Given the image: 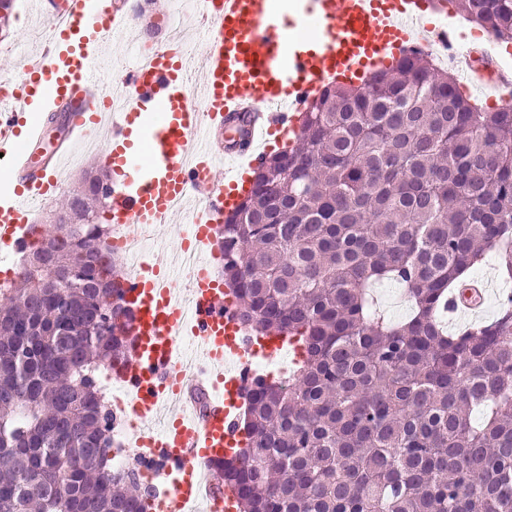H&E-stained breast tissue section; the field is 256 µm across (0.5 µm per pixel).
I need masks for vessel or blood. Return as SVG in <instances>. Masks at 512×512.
<instances>
[{
  "mask_svg": "<svg viewBox=\"0 0 512 512\" xmlns=\"http://www.w3.org/2000/svg\"><path fill=\"white\" fill-rule=\"evenodd\" d=\"M202 66L186 81V64L164 46L108 77L98 50L112 30L163 38L156 11L129 12L124 0H46L52 28L42 51L17 72L19 88L0 108V166L14 178L0 194V240L14 252L30 243V218L65 190L64 169L88 141L98 140L112 164L113 238L131 225L156 234L153 252L131 259L124 299L135 313L136 348L117 379L139 421L162 405L161 429L134 433L130 448L146 463L145 477L164 512L206 503L208 512H236L222 485L226 453L241 446L237 410L255 357L285 348L279 335L249 339L233 301L210 271L218 217L250 192L248 173L272 140L295 136L301 112L332 81L357 82L411 49L451 40L448 26L426 22L421 0H198ZM476 47L452 56L478 87L512 105V72L487 71ZM129 104L108 109L119 90ZM52 101L65 117L63 138L41 155L42 111ZM189 225L200 266L177 286L162 258L158 229ZM488 291L475 285L449 296V315L477 314ZM196 343L185 355L183 337Z\"/></svg>",
  "mask_w": 512,
  "mask_h": 512,
  "instance_id": "obj_1",
  "label": "vessel or blood"
}]
</instances>
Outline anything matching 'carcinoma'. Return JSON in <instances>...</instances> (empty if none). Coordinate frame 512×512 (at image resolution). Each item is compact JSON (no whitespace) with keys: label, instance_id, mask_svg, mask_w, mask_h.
Listing matches in <instances>:
<instances>
[{"label":"carcinoma","instance_id":"cac0c4a2","mask_svg":"<svg viewBox=\"0 0 512 512\" xmlns=\"http://www.w3.org/2000/svg\"><path fill=\"white\" fill-rule=\"evenodd\" d=\"M499 37L512 0H450ZM293 146L258 166L224 223V283L251 331L299 359L253 378L224 462L237 512H512V296L452 334L439 310L496 251L512 278V109L471 101L416 52L359 86L330 84ZM110 195L93 178L57 210L65 233L0 289V512H150L140 461L112 468L100 374L126 359ZM93 214L96 232L72 220ZM53 262L75 268L45 287ZM399 283L391 322L372 288Z\"/></svg>","mask_w":512,"mask_h":512}]
</instances>
